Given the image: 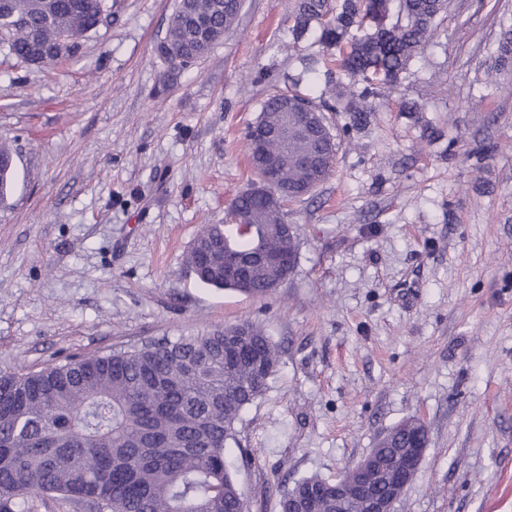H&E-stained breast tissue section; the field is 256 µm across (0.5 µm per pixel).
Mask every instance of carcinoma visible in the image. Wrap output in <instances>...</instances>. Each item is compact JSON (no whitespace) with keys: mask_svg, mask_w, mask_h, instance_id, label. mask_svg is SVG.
Masks as SVG:
<instances>
[{"mask_svg":"<svg viewBox=\"0 0 512 512\" xmlns=\"http://www.w3.org/2000/svg\"><path fill=\"white\" fill-rule=\"evenodd\" d=\"M450 0H293L289 29L297 48L311 31L322 52L334 51L331 66L316 68L317 55L301 56L303 72L323 79L334 100L299 89L301 78L268 93L260 102L262 123L276 128L297 112H336L347 121L329 125L336 148L361 130L367 113L412 75V61L438 44ZM243 0H178L157 55L174 70L203 60L216 40L199 34L197 16L214 30H231ZM112 15L109 0H0V53L24 65L56 62L77 53L80 40ZM487 72H512V19L501 28ZM264 152L280 160L279 180L288 196L241 192L225 213L226 223L206 224L186 254L188 271L202 284L265 297L290 278L291 269L272 266L262 253L273 246L297 253L284 203L301 200L299 190L334 172L331 161L319 173L306 160L321 144L300 132L270 137ZM12 148L0 142V196L12 170ZM249 260L247 287L224 274V250ZM279 350L263 327L243 321L174 339L146 340L27 373L0 371V512H34L46 499L90 512H244L245 493L228 462L241 413L268 387ZM427 439L416 419L401 421L378 439L380 470L374 488H389L397 451ZM334 484L302 478L280 493V512L311 487ZM311 512H358L352 500L327 496Z\"/></svg>","mask_w":512,"mask_h":512,"instance_id":"1","label":"carcinoma"}]
</instances>
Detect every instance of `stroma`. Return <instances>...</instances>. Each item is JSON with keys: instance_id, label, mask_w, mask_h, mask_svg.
<instances>
[{"instance_id": "1", "label": "stroma", "mask_w": 512, "mask_h": 512, "mask_svg": "<svg viewBox=\"0 0 512 512\" xmlns=\"http://www.w3.org/2000/svg\"><path fill=\"white\" fill-rule=\"evenodd\" d=\"M475 2L456 0L447 48L417 57L333 175L286 204L297 266L265 299L199 284L184 258L252 178L266 84L302 70L288 0H245L176 73L154 47L177 0H111L52 64L0 55V370L249 320L281 348L227 446L249 512L335 480L409 417L428 442L397 512H512V77L488 84L484 66L512 0ZM408 98L423 111H400ZM326 487L328 490H332L335 484L330 483L316 475L302 478L294 483L291 488L284 489L280 493L279 498V511L280 512H291L294 507V503L306 496V492L311 487Z\"/></svg>"}]
</instances>
